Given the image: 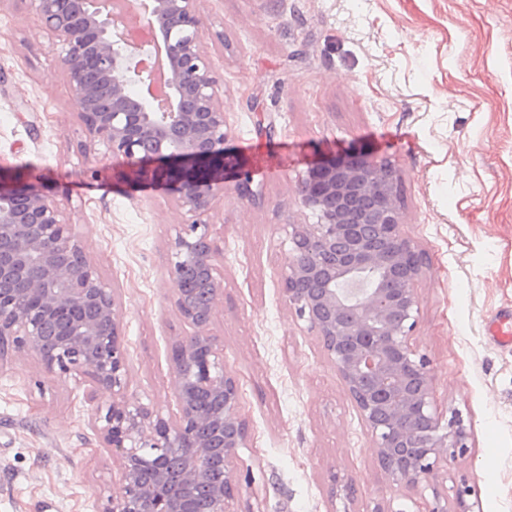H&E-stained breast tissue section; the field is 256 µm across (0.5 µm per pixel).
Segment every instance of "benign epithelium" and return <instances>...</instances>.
Instances as JSON below:
<instances>
[{
    "instance_id": "benign-epithelium-1",
    "label": "benign epithelium",
    "mask_w": 512,
    "mask_h": 512,
    "mask_svg": "<svg viewBox=\"0 0 512 512\" xmlns=\"http://www.w3.org/2000/svg\"><path fill=\"white\" fill-rule=\"evenodd\" d=\"M40 28L63 52L86 132L128 159L122 176L163 180L188 212L205 215L224 169L239 165L227 138L217 78L201 39V0H124L151 31L130 33L114 0H32ZM393 165L354 151L309 167L299 204L315 224H293L283 291L319 336L375 437L388 477L415 485L442 457L467 448L461 425L443 431L431 405L430 363L412 349L419 252L402 231ZM176 306L194 334L172 361L179 420L171 424L122 396L126 354L114 292L84 245L37 187L0 167V346L32 352L50 373L82 375L112 394L94 428L121 452L123 493L102 512H197L195 488L215 471L207 512H225L229 463L248 438L241 390L209 334L221 283L210 225L174 240Z\"/></svg>"
}]
</instances>
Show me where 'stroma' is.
<instances>
[{"label":"stroma","instance_id":"stroma-1","mask_svg":"<svg viewBox=\"0 0 512 512\" xmlns=\"http://www.w3.org/2000/svg\"><path fill=\"white\" fill-rule=\"evenodd\" d=\"M201 14L227 145L246 162L203 217L223 285L210 333L250 432L226 512H456L462 489L472 512H512V349L485 335L512 308V0H203ZM355 145L397 172L424 263L410 342L430 362L434 409L468 433L414 487L384 473L282 290L291 225L317 221L297 201L302 177ZM124 165L88 136L31 0H0V167L51 189L114 291L125 400L173 423L172 349L193 333L173 240L194 216L169 189L123 179ZM111 400L31 352L0 363V512H102L121 495L122 457L92 428Z\"/></svg>","mask_w":512,"mask_h":512}]
</instances>
